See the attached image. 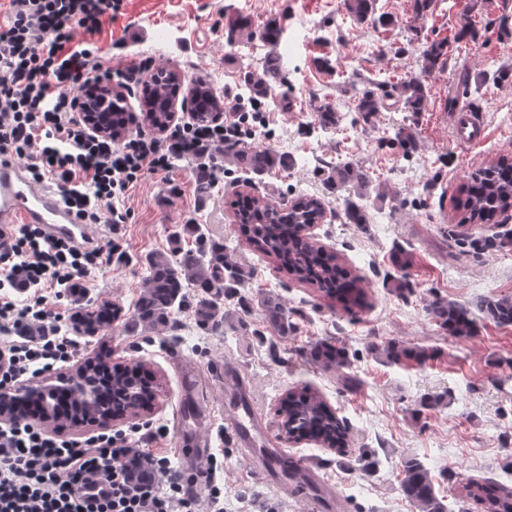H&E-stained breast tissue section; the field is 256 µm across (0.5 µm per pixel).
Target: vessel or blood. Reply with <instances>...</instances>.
<instances>
[{
	"label": "vessel or blood",
	"instance_id": "vessel-or-blood-1",
	"mask_svg": "<svg viewBox=\"0 0 512 512\" xmlns=\"http://www.w3.org/2000/svg\"><path fill=\"white\" fill-rule=\"evenodd\" d=\"M453 131L464 143L478 145L488 136V127L480 113L473 108H461L452 114ZM11 224L38 225L46 237L64 239L78 248L96 245L99 234L93 225L83 224L63 203L60 193L46 183L34 181L25 165L8 158H0V230ZM227 430L234 432L241 453L250 459L265 481H272L279 469V454L264 457L255 448V440L262 430V415L250 404L237 406L225 421ZM293 485L321 488L334 495L320 469L311 465H297Z\"/></svg>",
	"mask_w": 512,
	"mask_h": 512
}]
</instances>
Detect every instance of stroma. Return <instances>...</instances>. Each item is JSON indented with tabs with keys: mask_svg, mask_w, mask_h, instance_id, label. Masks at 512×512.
Returning <instances> with one entry per match:
<instances>
[{
	"mask_svg": "<svg viewBox=\"0 0 512 512\" xmlns=\"http://www.w3.org/2000/svg\"><path fill=\"white\" fill-rule=\"evenodd\" d=\"M377 8L391 14L394 25L357 22L348 17L343 0H124L113 23L86 39L112 70L122 72L131 61L144 60L153 70L174 66L186 80L209 83L228 111L250 103L242 92L248 70L268 55L280 61V76L264 101L265 124L247 127L242 147L289 155L298 165L257 175L220 156L214 161L218 183L205 190L193 164L185 161L146 175L125 200L130 219L105 231L120 259L92 270L83 296L117 303L132 314L143 259L165 251L174 226L192 218L206 236L236 240V260L256 269L246 293L275 290L287 304L293 332L278 336L257 312L236 310L222 332L207 333L186 310L179 324L135 336L117 324L93 336L72 335L76 363L105 348L113 360L143 364L158 377L162 389L154 412L118 429L135 447L167 456L172 470L185 476L195 469L189 448L209 437L213 447L204 465L224 493V512H311L316 498L298 487L285 492L267 485L240 455L224 427L228 397L218 376L227 365L247 382L264 418L261 447L320 468L342 494L340 512H417L401 490L402 465L409 458L427 464L449 512H479L462 489L466 478L512 487L506 476L512 471V325L497 324L478 308L484 299L512 296V246L483 244L494 234L512 235V216L495 227L462 225L454 209L471 172L512 156V79L498 76L512 66V37L500 31L504 24L512 28V0H435L420 16L413 0H377ZM228 14L247 18L255 31L276 22L282 30L278 44L228 39ZM465 22L478 29V42L453 43ZM442 39L449 42L448 56L429 78L424 111H404L392 97L371 122L356 118L355 93L367 88L369 79L384 74L397 84L419 73L424 48ZM325 58L330 67L322 66ZM324 102L342 116L325 132L316 112ZM462 106L482 113L489 127L483 144L456 139L448 114ZM394 128L414 136L416 151L406 155L386 142ZM336 162L362 169L366 190L328 182V168ZM242 194L280 207L301 195L322 198L327 219L317 226L316 237L362 277L367 307L344 309L240 240L233 203ZM357 196L369 214L361 225L344 216L345 200ZM399 248L411 257L403 271L390 259ZM399 277L412 295L395 292ZM435 299L471 308L474 336L448 337L426 310ZM327 337L346 348L348 366L325 370L303 356V348ZM390 339L434 349L436 356L422 366L384 363L375 346ZM186 370L211 378L205 394L182 388L179 376ZM352 375L361 380L359 390L347 383ZM303 387L319 392L347 418L344 456L312 441L279 439L277 401L286 390ZM428 395L443 401L420 408Z\"/></svg>",
	"mask_w": 512,
	"mask_h": 512,
	"instance_id": "1",
	"label": "stroma"
}]
</instances>
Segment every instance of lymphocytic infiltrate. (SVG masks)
Masks as SVG:
<instances>
[{
    "label": "lymphocytic infiltrate",
    "mask_w": 512,
    "mask_h": 512,
    "mask_svg": "<svg viewBox=\"0 0 512 512\" xmlns=\"http://www.w3.org/2000/svg\"><path fill=\"white\" fill-rule=\"evenodd\" d=\"M0 26V156L28 159L36 181L52 179L85 224H122L130 187L174 162L211 161L241 141L245 124H264L262 102L231 118L174 124L163 136L123 144L95 134L75 108L79 89L111 77L83 35L101 33L123 0H9ZM112 242L79 249L34 224L0 232V390L70 362L75 342L60 335L46 289L77 288L109 266ZM152 476L133 481L128 459ZM167 457L132 447L121 433L75 440L28 421L0 426V512H197L196 492L170 478Z\"/></svg>",
    "instance_id": "lymphocytic-infiltrate-1"
}]
</instances>
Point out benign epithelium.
Segmentation results:
<instances>
[{
	"mask_svg": "<svg viewBox=\"0 0 512 512\" xmlns=\"http://www.w3.org/2000/svg\"><path fill=\"white\" fill-rule=\"evenodd\" d=\"M196 86H191L187 98L179 101L174 95L165 102L168 120L176 116V108L181 107L198 116ZM126 103L122 85L113 82L93 84L79 91L77 109L81 112L87 125L97 134L112 137L120 141L121 136L113 132L112 113L121 110ZM160 396V388L153 387L142 394L136 386L124 390L112 389V395L104 392L99 382L89 377L82 370L63 371L49 381H30L8 391H0V422L10 423L28 417L27 403L32 402L39 408L41 423L49 425L48 409L60 398L68 401L84 399L96 406V410L84 417L70 420L75 428L95 426L105 428L109 423L127 418H137L140 412L150 407Z\"/></svg>",
	"mask_w": 512,
	"mask_h": 512,
	"instance_id": "7a95c632",
	"label": "benign epithelium"
}]
</instances>
